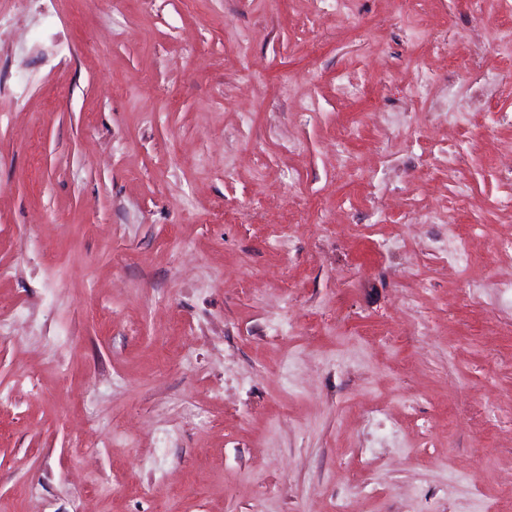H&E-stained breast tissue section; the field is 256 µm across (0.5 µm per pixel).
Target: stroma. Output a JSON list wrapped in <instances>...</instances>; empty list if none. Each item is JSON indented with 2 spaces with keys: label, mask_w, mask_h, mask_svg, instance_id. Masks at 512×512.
Wrapping results in <instances>:
<instances>
[{
  "label": "stroma",
  "mask_w": 512,
  "mask_h": 512,
  "mask_svg": "<svg viewBox=\"0 0 512 512\" xmlns=\"http://www.w3.org/2000/svg\"><path fill=\"white\" fill-rule=\"evenodd\" d=\"M510 26L0 0V512H512V127L437 162L475 82L512 113ZM452 181L475 266L408 226Z\"/></svg>",
  "instance_id": "obj_1"
}]
</instances>
